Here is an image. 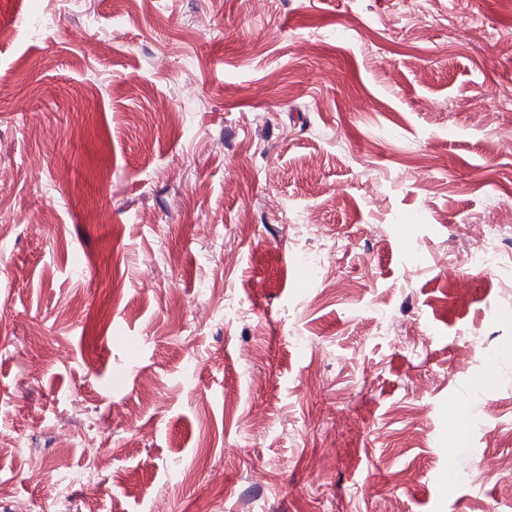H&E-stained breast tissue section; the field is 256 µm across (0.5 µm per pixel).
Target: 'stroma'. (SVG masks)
<instances>
[{"label":"stroma","instance_id":"obj_1","mask_svg":"<svg viewBox=\"0 0 512 512\" xmlns=\"http://www.w3.org/2000/svg\"><path fill=\"white\" fill-rule=\"evenodd\" d=\"M510 131L512 0H0V512H512Z\"/></svg>","mask_w":512,"mask_h":512}]
</instances>
